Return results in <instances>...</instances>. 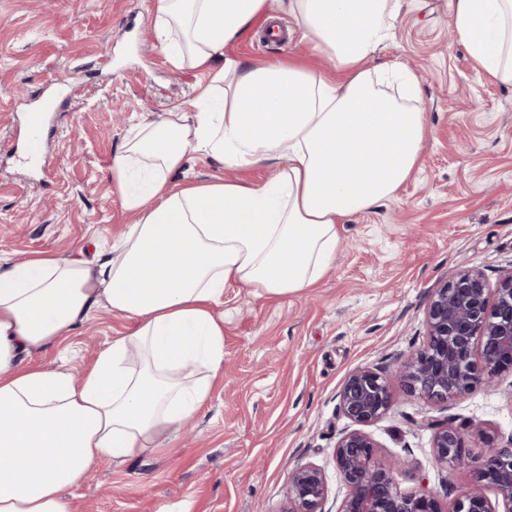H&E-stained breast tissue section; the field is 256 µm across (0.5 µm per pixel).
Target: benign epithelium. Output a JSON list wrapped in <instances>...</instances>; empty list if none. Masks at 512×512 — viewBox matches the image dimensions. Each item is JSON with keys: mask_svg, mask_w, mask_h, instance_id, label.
<instances>
[{"mask_svg": "<svg viewBox=\"0 0 512 512\" xmlns=\"http://www.w3.org/2000/svg\"><path fill=\"white\" fill-rule=\"evenodd\" d=\"M427 343L396 370L407 390L429 401L444 402L468 393L474 385H492L512 370V267L496 285L476 267L461 269L436 289L426 312ZM391 376L376 366L351 370L339 394V409L351 423L334 448L336 469L347 488L338 512H442L429 489L405 494L398 488L396 466L379 460L378 444L366 431L389 411ZM435 429L434 458L442 467L463 468L470 459L466 435L453 422ZM487 456L478 470L481 485L464 490L452 512H496L484 487L498 489L512 512V445L477 430ZM329 487L315 464L296 468L288 477L285 512H325Z\"/></svg>", "mask_w": 512, "mask_h": 512, "instance_id": "7a95c632", "label": "benign epithelium"}]
</instances>
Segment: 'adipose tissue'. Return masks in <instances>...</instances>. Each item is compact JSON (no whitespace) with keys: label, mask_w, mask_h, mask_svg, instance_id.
<instances>
[{"label":"adipose tissue","mask_w":512,"mask_h":512,"mask_svg":"<svg viewBox=\"0 0 512 512\" xmlns=\"http://www.w3.org/2000/svg\"><path fill=\"white\" fill-rule=\"evenodd\" d=\"M478 78L512 84V0H449ZM293 15L335 71L245 63L226 47L274 11ZM169 62L206 71L196 100L135 127L112 159L132 248L96 262L0 263V512H71L65 495L98 462L161 448L210 398L224 368L225 288L284 297L332 269L339 227L392 198L420 168L427 112L411 72L372 59L399 0H152ZM265 181L176 185L189 151ZM288 158L285 168L276 167ZM129 328L81 377L31 366L98 310Z\"/></svg>","instance_id":"obj_1"}]
</instances>
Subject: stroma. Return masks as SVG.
Segmentation results:
<instances>
[{"label": "stroma", "mask_w": 512, "mask_h": 512, "mask_svg": "<svg viewBox=\"0 0 512 512\" xmlns=\"http://www.w3.org/2000/svg\"><path fill=\"white\" fill-rule=\"evenodd\" d=\"M150 0H0V259L84 252L105 259L132 221L112 186L111 166L132 127L197 97L206 72L172 66L156 46ZM284 39L262 26L227 48L247 63L285 59L306 40L280 14ZM448 0H402L376 64L399 63L422 84L428 138L422 165L397 195L340 228L335 266L317 288L280 298L229 287L224 373L188 430L149 457L102 462L67 490L72 512H286L289 474L313 463L329 486L326 512L346 493L333 459L348 420L338 394L348 373L394 371L426 340L436 288L461 266L489 281L512 266V85L477 79L451 38ZM53 108L32 172L2 145L29 109ZM239 173L189 152L174 183L269 177ZM127 322L98 311L32 364L80 373ZM392 405L368 431L382 462L399 464L401 492L433 489L444 512L474 481L485 455L474 426L512 444V372L494 386L427 403L392 382ZM469 433L471 465H436L432 424Z\"/></svg>", "instance_id": "1"}]
</instances>
